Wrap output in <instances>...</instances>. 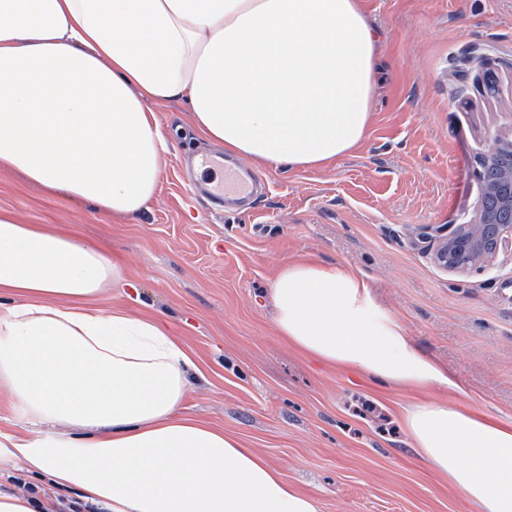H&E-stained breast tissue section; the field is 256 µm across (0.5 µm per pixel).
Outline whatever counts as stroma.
<instances>
[{
    "mask_svg": "<svg viewBox=\"0 0 512 512\" xmlns=\"http://www.w3.org/2000/svg\"><path fill=\"white\" fill-rule=\"evenodd\" d=\"M382 41L366 139L325 166L248 161L269 184L254 210H213L221 154L180 102L157 104L168 139L147 209L107 216L0 171V215L90 244L122 267L101 308H147L196 355L184 414L235 435L319 512H479L420 459L403 426L417 399L512 423V256L460 272L434 254L480 207L478 156L512 137V0H360ZM344 267L397 317L451 386L416 395L331 369L275 329L271 282L288 263Z\"/></svg>",
    "mask_w": 512,
    "mask_h": 512,
    "instance_id": "35a3bbf8",
    "label": "stroma"
}]
</instances>
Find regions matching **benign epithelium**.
<instances>
[{
	"label": "benign epithelium",
	"instance_id": "obj_1",
	"mask_svg": "<svg viewBox=\"0 0 512 512\" xmlns=\"http://www.w3.org/2000/svg\"><path fill=\"white\" fill-rule=\"evenodd\" d=\"M479 165V215L472 224L457 225L436 254L453 271L483 263L501 251L512 254V138H493Z\"/></svg>",
	"mask_w": 512,
	"mask_h": 512
}]
</instances>
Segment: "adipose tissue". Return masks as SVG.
<instances>
[{"label": "adipose tissue", "mask_w": 512, "mask_h": 512, "mask_svg": "<svg viewBox=\"0 0 512 512\" xmlns=\"http://www.w3.org/2000/svg\"><path fill=\"white\" fill-rule=\"evenodd\" d=\"M380 42L359 0H0V169L129 216L167 141L145 100L184 101L199 137L275 167L361 142ZM119 266L0 217V472L18 467L107 512H318L233 435L183 416L196 363L152 314L101 310ZM275 327L299 351L411 392L448 385L365 281L298 261L275 277ZM419 457L476 503L512 512V424L411 404ZM0 491V512H57Z\"/></svg>", "instance_id": "adipose-tissue-1"}]
</instances>
